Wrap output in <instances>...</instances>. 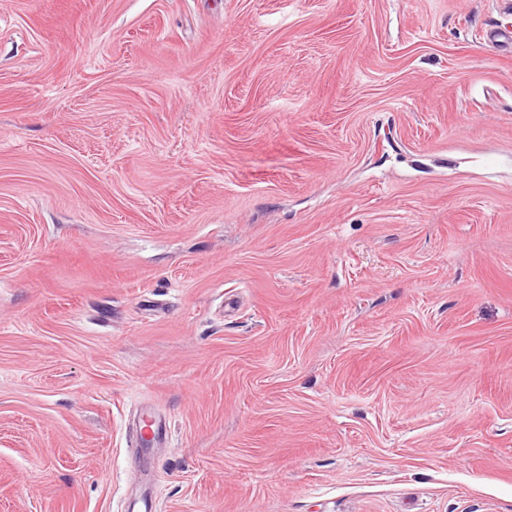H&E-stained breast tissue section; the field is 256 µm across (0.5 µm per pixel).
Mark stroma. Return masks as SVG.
<instances>
[{
    "mask_svg": "<svg viewBox=\"0 0 512 512\" xmlns=\"http://www.w3.org/2000/svg\"><path fill=\"white\" fill-rule=\"evenodd\" d=\"M503 2L0 0V512H512Z\"/></svg>",
    "mask_w": 512,
    "mask_h": 512,
    "instance_id": "stroma-1",
    "label": "stroma"
}]
</instances>
